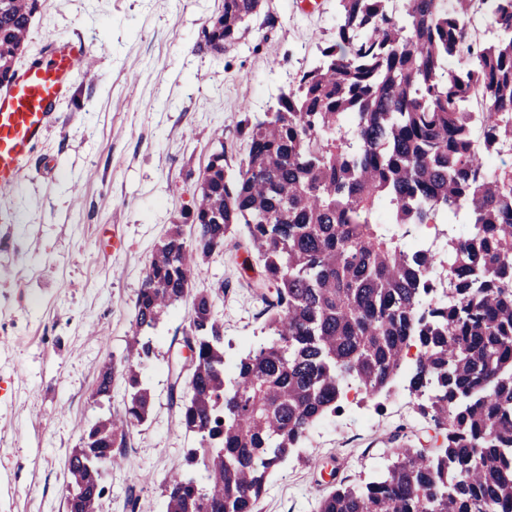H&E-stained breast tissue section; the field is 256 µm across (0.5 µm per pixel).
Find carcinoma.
I'll return each mask as SVG.
<instances>
[{"mask_svg":"<svg viewBox=\"0 0 512 512\" xmlns=\"http://www.w3.org/2000/svg\"><path fill=\"white\" fill-rule=\"evenodd\" d=\"M38 0H0V85ZM261 0H224L205 30L220 52ZM186 213L155 247L133 336L98 370L99 417L72 449L70 512H97L154 395L152 333L190 301V374L170 390L198 438L162 484L166 512H257L270 473L348 386L380 407L398 378L442 437L391 449L387 472L340 477L315 512H512V0H338L336 40L276 105L240 113ZM265 317L232 365L204 264L227 248ZM417 348L412 366L408 349Z\"/></svg>","mask_w":512,"mask_h":512,"instance_id":"cac0c4a2","label":"carcinoma"}]
</instances>
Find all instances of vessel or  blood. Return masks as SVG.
Wrapping results in <instances>:
<instances>
[{
	"label": "vessel or blood",
	"mask_w": 512,
	"mask_h": 512,
	"mask_svg": "<svg viewBox=\"0 0 512 512\" xmlns=\"http://www.w3.org/2000/svg\"><path fill=\"white\" fill-rule=\"evenodd\" d=\"M90 57L83 42L60 40L0 90V192L25 175L56 104L68 93L79 64Z\"/></svg>",
	"instance_id": "b4317fda"
}]
</instances>
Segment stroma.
<instances>
[{
    "instance_id": "obj_1",
    "label": "stroma",
    "mask_w": 512,
    "mask_h": 512,
    "mask_svg": "<svg viewBox=\"0 0 512 512\" xmlns=\"http://www.w3.org/2000/svg\"><path fill=\"white\" fill-rule=\"evenodd\" d=\"M223 9L224 0H39L16 65L65 35L84 40L97 65L77 74L31 173L0 193V512H65L72 448L123 407L120 385L111 401L95 398L98 367L128 345L155 245L183 223L211 154L233 143L241 108L273 106L336 35V0H263L275 25L254 20L217 53L203 32ZM197 285L216 291L227 358L265 338L260 305L227 255H213ZM188 310L179 305L154 333L144 372L153 411L132 429L119 465L107 467L98 512H125L130 493L137 512H166L162 482L198 445L178 426L167 389ZM342 406L270 474L259 512H313L330 470L365 481L386 449L424 429L400 384L381 408L354 398Z\"/></svg>"
}]
</instances>
